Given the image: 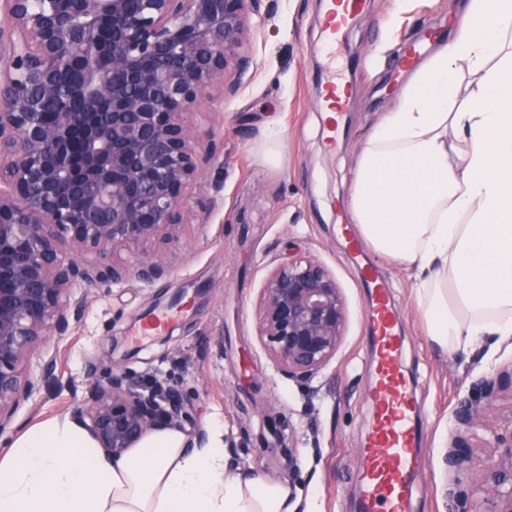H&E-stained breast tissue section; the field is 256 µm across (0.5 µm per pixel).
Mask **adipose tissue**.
Masks as SVG:
<instances>
[{
  "label": "adipose tissue",
  "instance_id": "ef3b65f1",
  "mask_svg": "<svg viewBox=\"0 0 512 512\" xmlns=\"http://www.w3.org/2000/svg\"><path fill=\"white\" fill-rule=\"evenodd\" d=\"M472 77L461 85L463 74ZM362 237L413 272L429 338L512 348V0H467L454 39L413 73L360 152ZM0 512H323L316 495L230 467L224 431H150L120 458L51 418L0 452Z\"/></svg>",
  "mask_w": 512,
  "mask_h": 512
}]
</instances>
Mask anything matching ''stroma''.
Masks as SVG:
<instances>
[{"mask_svg":"<svg viewBox=\"0 0 512 512\" xmlns=\"http://www.w3.org/2000/svg\"><path fill=\"white\" fill-rule=\"evenodd\" d=\"M462 0H370L339 49L335 71L321 53L322 0H260L264 23L250 31L242 88L194 113L202 184L192 191L191 224L180 243L149 244L167 259L153 282L75 289L83 300L72 335L48 340L57 357L36 405L16 425L72 416L93 381L119 372L178 385L207 437L224 428V450L243 471L312 484L323 512H357V450L371 421L369 330L360 264L348 252L336 207L349 206L357 155L372 126L410 78L391 62L404 47L427 59L453 39ZM335 74L347 92L344 131L327 145L321 83ZM309 254L333 273L348 310L343 343L309 385L288 381L257 335L262 281L272 260ZM386 279L405 338L403 363L417 406L421 459L411 512H447L453 480L444 447L453 410L472 385L512 365V350L480 369V351H444L424 332L405 264L363 247ZM174 308L166 343L139 332L140 319ZM125 338L113 349V335Z\"/></svg>","mask_w":512,"mask_h":512,"instance_id":"35a3bbf8","label":"stroma"}]
</instances>
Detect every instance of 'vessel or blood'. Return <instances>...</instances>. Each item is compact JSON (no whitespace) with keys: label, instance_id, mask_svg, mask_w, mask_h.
Instances as JSON below:
<instances>
[{"label":"vessel or blood","instance_id":"b4317fda","mask_svg":"<svg viewBox=\"0 0 512 512\" xmlns=\"http://www.w3.org/2000/svg\"><path fill=\"white\" fill-rule=\"evenodd\" d=\"M368 7V0H326L323 15L324 54H332L346 30ZM366 321L372 334V383L366 391L374 413L359 450L358 481L364 512H409L417 475L413 400L402 363L399 319L385 285L365 274Z\"/></svg>","mask_w":512,"mask_h":512}]
</instances>
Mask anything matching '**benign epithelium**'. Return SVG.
<instances>
[{"label": "benign epithelium", "mask_w": 512, "mask_h": 512, "mask_svg": "<svg viewBox=\"0 0 512 512\" xmlns=\"http://www.w3.org/2000/svg\"><path fill=\"white\" fill-rule=\"evenodd\" d=\"M258 2L0 0V446L56 370L41 345L72 332L73 288L124 280L128 267L109 262L121 251L180 241L188 190L203 179L190 115L240 86ZM89 253L95 260L80 259ZM168 271L137 255L138 279ZM347 321L341 288L317 259L298 255L265 275L257 333L288 379L306 385L326 368ZM498 390L484 378L459 400V428L486 427ZM81 417L114 457L155 426L188 419L177 385L118 373L89 386ZM496 448L478 496L464 478L470 444L452 437L448 512H512V433Z\"/></svg>", "instance_id": "1"}]
</instances>
